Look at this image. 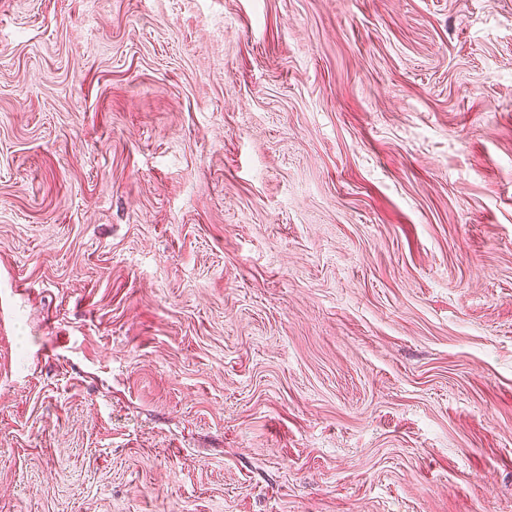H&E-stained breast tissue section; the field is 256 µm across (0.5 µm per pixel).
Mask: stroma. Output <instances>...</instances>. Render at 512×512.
<instances>
[{"label": "stroma", "mask_w": 512, "mask_h": 512, "mask_svg": "<svg viewBox=\"0 0 512 512\" xmlns=\"http://www.w3.org/2000/svg\"><path fill=\"white\" fill-rule=\"evenodd\" d=\"M0 512H512V0H0Z\"/></svg>", "instance_id": "1"}]
</instances>
